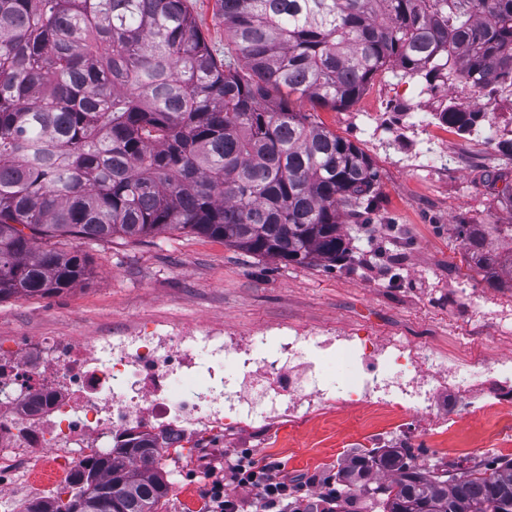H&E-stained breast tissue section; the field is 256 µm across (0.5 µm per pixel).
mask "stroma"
Segmentation results:
<instances>
[{"label": "stroma", "instance_id": "obj_1", "mask_svg": "<svg viewBox=\"0 0 512 512\" xmlns=\"http://www.w3.org/2000/svg\"><path fill=\"white\" fill-rule=\"evenodd\" d=\"M216 56L231 45L218 0H186ZM488 112L500 137L512 135V86L477 95L463 84L426 94L415 81L376 76L347 108H315L318 123L347 138L374 161L380 175L378 208L364 223H347L351 259L302 266L253 256L223 240L175 231L138 240L94 243L69 238L62 247L86 257L93 274L73 288L46 297L0 301V344L27 337L83 341L134 326L221 325L238 335L280 325L331 329L437 349L449 359L468 346L491 356L512 355V285L484 278L466 258L457 227L506 224L512 213L497 193L512 181V152L484 133L460 135L435 120L444 104ZM362 413L342 406L318 416L284 419L260 430L212 437L206 447L166 450L171 488L166 512H197L200 486L211 466L249 450L280 462L288 478L320 482L356 455L366 442ZM418 465L468 468L487 459L512 458L509 448L433 447L412 413L398 416Z\"/></svg>", "mask_w": 512, "mask_h": 512}]
</instances>
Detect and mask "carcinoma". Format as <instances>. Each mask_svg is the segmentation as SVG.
<instances>
[{
	"instance_id": "carcinoma-1",
	"label": "carcinoma",
	"mask_w": 512,
	"mask_h": 512,
	"mask_svg": "<svg viewBox=\"0 0 512 512\" xmlns=\"http://www.w3.org/2000/svg\"><path fill=\"white\" fill-rule=\"evenodd\" d=\"M186 0H0V301L90 276L45 242L190 229L298 265L348 252L341 224L378 207L358 146L297 112L347 108L377 74L428 93L512 83V0H220L216 59ZM462 134L487 113H436ZM466 255L512 283V224H461ZM336 512H512V459L459 473L364 449ZM69 497L20 512H164L161 443L123 434L83 461Z\"/></svg>"
}]
</instances>
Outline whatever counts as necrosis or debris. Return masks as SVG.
Listing matches in <instances>:
<instances>
[{
    "label": "necrosis or debris",
    "mask_w": 512,
    "mask_h": 512,
    "mask_svg": "<svg viewBox=\"0 0 512 512\" xmlns=\"http://www.w3.org/2000/svg\"><path fill=\"white\" fill-rule=\"evenodd\" d=\"M237 357L235 373L224 358ZM346 360L344 387L329 383L326 358ZM452 392L448 417L439 396ZM34 410L20 411L30 396ZM341 405L366 409L364 427L381 414H419L436 447L448 444L455 419L487 424L486 447L512 444V356L449 361L441 352L399 337L270 327L250 338L217 325L138 327L76 343L47 339L0 367V470L26 487V456L38 451L75 470L107 450L113 436L164 433L169 447L229 427H269Z\"/></svg>",
    "instance_id": "necrosis-or-debris-1"
}]
</instances>
